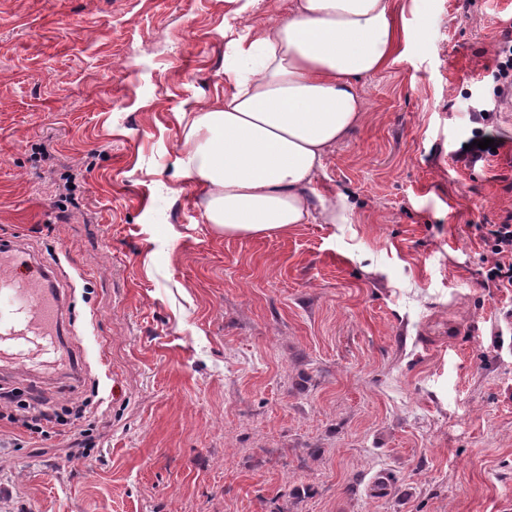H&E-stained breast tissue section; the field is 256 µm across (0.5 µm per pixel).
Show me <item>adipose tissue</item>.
<instances>
[{
	"instance_id": "1",
	"label": "adipose tissue",
	"mask_w": 512,
	"mask_h": 512,
	"mask_svg": "<svg viewBox=\"0 0 512 512\" xmlns=\"http://www.w3.org/2000/svg\"><path fill=\"white\" fill-rule=\"evenodd\" d=\"M285 13L226 43L231 88L186 112L180 175L227 236L347 219L345 196L314 182L366 110L363 78L400 52L392 0H286Z\"/></svg>"
}]
</instances>
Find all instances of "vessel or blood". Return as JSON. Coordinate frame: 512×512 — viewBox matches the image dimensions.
I'll list each match as a JSON object with an SVG mask.
<instances>
[{"instance_id": "vessel-or-blood-1", "label": "vessel or blood", "mask_w": 512, "mask_h": 512, "mask_svg": "<svg viewBox=\"0 0 512 512\" xmlns=\"http://www.w3.org/2000/svg\"><path fill=\"white\" fill-rule=\"evenodd\" d=\"M0 261V357L15 362L51 351L68 320L62 294L51 293L48 277L19 276L28 257L22 246L10 247Z\"/></svg>"}]
</instances>
